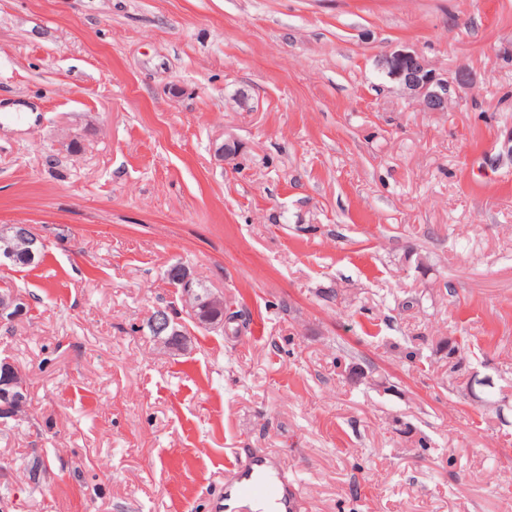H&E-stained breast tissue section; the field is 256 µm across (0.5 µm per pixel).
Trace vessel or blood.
<instances>
[{
  "label": "vessel or blood",
  "instance_id": "obj_1",
  "mask_svg": "<svg viewBox=\"0 0 512 512\" xmlns=\"http://www.w3.org/2000/svg\"><path fill=\"white\" fill-rule=\"evenodd\" d=\"M226 488L244 499L273 503V512H294L295 509L294 500L289 497L280 476L267 470L260 460L238 463Z\"/></svg>",
  "mask_w": 512,
  "mask_h": 512
}]
</instances>
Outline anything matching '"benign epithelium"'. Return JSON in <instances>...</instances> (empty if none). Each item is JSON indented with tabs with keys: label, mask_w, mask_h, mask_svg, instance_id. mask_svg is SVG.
<instances>
[{
	"label": "benign epithelium",
	"mask_w": 512,
	"mask_h": 512,
	"mask_svg": "<svg viewBox=\"0 0 512 512\" xmlns=\"http://www.w3.org/2000/svg\"><path fill=\"white\" fill-rule=\"evenodd\" d=\"M379 65L390 81L394 82L409 98L416 100L428 112H445L448 99L471 86L468 70L461 67L454 77L437 72L418 51L406 47L385 54ZM45 242L30 224H3L0 226V252L11 257L16 252L31 256L41 254ZM179 293L184 307L197 313L201 307L195 290L194 279L185 269L177 280L170 283ZM29 312L28 298L13 288L0 290V325L10 326ZM150 326L155 338L171 353L187 350L189 337L184 327L174 322L163 308L152 314ZM27 412V385L18 375L13 361L0 358V419H17Z\"/></svg>",
	"instance_id": "1"
}]
</instances>
